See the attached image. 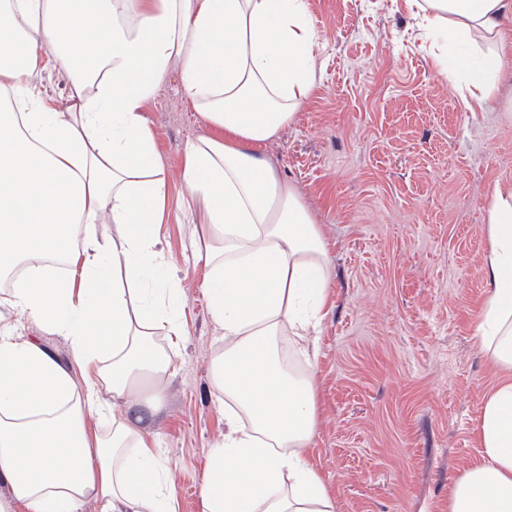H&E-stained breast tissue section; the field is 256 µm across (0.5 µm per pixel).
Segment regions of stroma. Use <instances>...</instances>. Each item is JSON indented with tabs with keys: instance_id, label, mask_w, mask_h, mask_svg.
<instances>
[{
	"instance_id": "35a3bbf8",
	"label": "stroma",
	"mask_w": 512,
	"mask_h": 512,
	"mask_svg": "<svg viewBox=\"0 0 512 512\" xmlns=\"http://www.w3.org/2000/svg\"><path fill=\"white\" fill-rule=\"evenodd\" d=\"M317 80L262 148L328 246L333 308L313 370L321 419L313 456L336 512H448V487L476 460L479 408L495 370L475 335L489 292L486 216L512 181V60L488 109L440 73V41L412 0H308ZM144 116L172 200L160 245L184 297L182 341L153 339L177 373L143 422L176 512H202L209 448L224 436L211 362L224 348L205 295L209 270L176 206L189 141L208 135L171 72Z\"/></svg>"
}]
</instances>
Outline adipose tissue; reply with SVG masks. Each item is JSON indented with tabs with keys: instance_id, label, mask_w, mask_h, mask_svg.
I'll return each instance as SVG.
<instances>
[{
	"instance_id": "1",
	"label": "adipose tissue",
	"mask_w": 512,
	"mask_h": 512,
	"mask_svg": "<svg viewBox=\"0 0 512 512\" xmlns=\"http://www.w3.org/2000/svg\"><path fill=\"white\" fill-rule=\"evenodd\" d=\"M423 24L449 43L490 48L471 97L490 107L512 55V0H425ZM306 0H0V274L22 270L8 306L61 336L69 358L0 324V512H175L157 452L129 415L143 387L162 398L176 368L153 345L182 334L183 293L157 226L169 205L143 115L171 72L210 135L180 176L205 210L194 230L210 266L211 317L224 337L212 386L224 437L208 451L203 512H336L312 461L306 358L330 306L327 245L295 187L259 148L289 124L316 81ZM70 80L68 106L34 82ZM114 226L99 237L95 221ZM491 289L476 326L496 369L477 426L480 456L448 488V512H512V182L487 209ZM112 411L101 436L89 418Z\"/></svg>"
}]
</instances>
